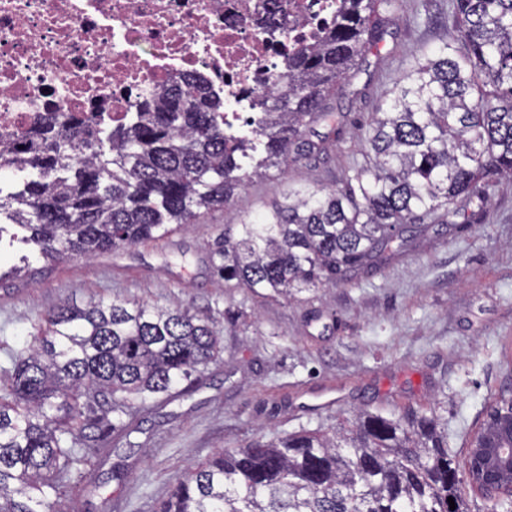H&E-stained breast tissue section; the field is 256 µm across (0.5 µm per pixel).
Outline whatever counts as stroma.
<instances>
[{"label":"stroma","instance_id":"obj_1","mask_svg":"<svg viewBox=\"0 0 512 512\" xmlns=\"http://www.w3.org/2000/svg\"><path fill=\"white\" fill-rule=\"evenodd\" d=\"M380 18L381 40L327 98L342 119L315 126L317 157L291 152L286 173L253 179L226 208L89 260L40 258L12 224L0 235V364L67 300L136 297L240 313L221 360L190 390L148 399L125 431L101 438L81 477L61 483L55 512H156L189 462L260 436L327 430L362 408L391 417L439 404L448 451L461 456L512 388V180L497 184L472 222L441 214L402 253L292 302L225 287L217 276L225 225L257 218L288 189L340 185L363 162L362 125L395 81L457 34L450 0H397Z\"/></svg>","mask_w":512,"mask_h":512}]
</instances>
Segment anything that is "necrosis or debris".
<instances>
[{
  "mask_svg": "<svg viewBox=\"0 0 512 512\" xmlns=\"http://www.w3.org/2000/svg\"><path fill=\"white\" fill-rule=\"evenodd\" d=\"M335 12L336 0H0V140L41 112L123 118L193 74L240 133L255 96Z\"/></svg>",
  "mask_w": 512,
  "mask_h": 512,
  "instance_id": "necrosis-or-debris-1",
  "label": "necrosis or debris"
}]
</instances>
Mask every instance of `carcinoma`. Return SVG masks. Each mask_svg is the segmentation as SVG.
<instances>
[{
  "label": "carcinoma",
  "instance_id": "1",
  "mask_svg": "<svg viewBox=\"0 0 512 512\" xmlns=\"http://www.w3.org/2000/svg\"><path fill=\"white\" fill-rule=\"evenodd\" d=\"M396 0H340L319 41L288 56L256 97L249 134H224V97L189 75L126 122L48 112L0 143L19 187L0 192V224L30 232L46 259L162 238L228 205L288 159L326 96L377 40ZM457 35L413 63L367 123L365 162L339 188L290 190L224 233L227 288L290 297L335 286L402 249L407 225L455 202L464 219L512 178V0H453ZM215 317L136 298L64 302L0 366V512H54L82 447L124 428L136 403L167 394L222 358ZM473 444L512 454V422ZM448 424L430 409L361 411L332 433L301 431L225 448L189 466L159 512H467ZM455 509H449L448 498Z\"/></svg>",
  "mask_w": 512,
  "mask_h": 512
}]
</instances>
